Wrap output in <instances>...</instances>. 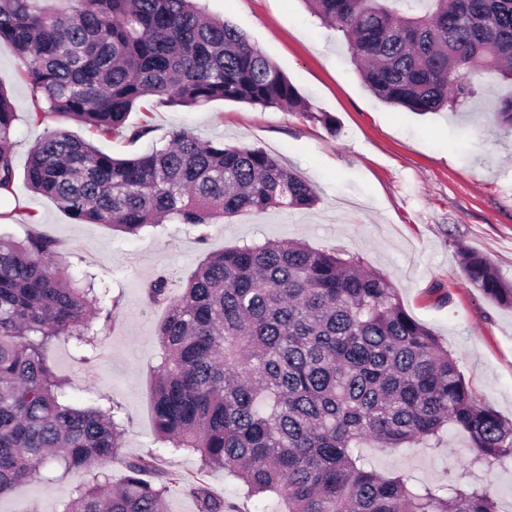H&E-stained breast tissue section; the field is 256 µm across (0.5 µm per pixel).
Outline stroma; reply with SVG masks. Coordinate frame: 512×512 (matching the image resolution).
Segmentation results:
<instances>
[{
  "label": "stroma",
  "mask_w": 512,
  "mask_h": 512,
  "mask_svg": "<svg viewBox=\"0 0 512 512\" xmlns=\"http://www.w3.org/2000/svg\"><path fill=\"white\" fill-rule=\"evenodd\" d=\"M214 17L242 32L281 70L307 105L303 112L218 100L182 107L156 100L133 110L128 124L150 132L132 142L124 133L98 140L116 157L149 152L178 129L203 141L267 150L317 190L309 209L243 211L207 224L203 234L164 223L129 236L108 224H79L52 199L32 193L24 179L35 140L45 125L32 116L30 87L7 45H0V88L15 109L12 138L17 177L0 196V234L22 242L40 231L59 243L77 278L91 274L111 287L116 320L92 362L56 343L47 356L72 383L70 401L118 403L126 420L121 459L155 452L151 390L160 360L155 328L166 313L147 296L158 275L178 295L210 254L243 244L298 240L317 250L340 249L382 271L406 311L435 333L458 359L480 401L512 418V310L488 300L462 272V253L487 258L512 280V138L496 112L512 84L473 76L465 103L424 115L375 97L354 65L342 33L321 23L305 0H202ZM468 442L443 432L436 447L383 452L366 449L372 469L401 474L414 484L465 477ZM87 474L71 470L58 482L35 481L0 496V512H58Z\"/></svg>",
  "instance_id": "stroma-1"
}]
</instances>
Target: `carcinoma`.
I'll list each match as a JSON object with an SVG mask.
<instances>
[{"label": "carcinoma", "instance_id": "1", "mask_svg": "<svg viewBox=\"0 0 512 512\" xmlns=\"http://www.w3.org/2000/svg\"><path fill=\"white\" fill-rule=\"evenodd\" d=\"M0 0V45L14 51L35 117L77 119L107 139L153 99L199 107L214 100L295 112V86L247 36L198 0ZM350 40L373 94L408 112H438L473 94L471 76L512 82V0H306ZM512 136V96L498 107ZM16 112L0 90V195L12 192ZM27 186L79 224L130 235L164 218L199 230L243 210L309 208L315 189L262 148L205 142L183 130L118 159L61 128L33 146ZM59 244L34 233L0 237V496L16 484L83 469L60 512H167L175 491L196 512H228L200 478L144 475L155 457H120L116 403L75 407L68 379L46 356L56 342L96 350L113 311L66 274ZM467 281L512 309V282L468 254ZM167 303L152 403L160 451L198 455L257 502L256 512H499L487 482L416 485L366 468L360 449L436 445L443 430L469 438L467 467L512 460V420L481 403L458 360L400 301L383 273L356 255L300 241L244 244L208 255L182 294L165 277L148 288Z\"/></svg>", "mask_w": 512, "mask_h": 512}]
</instances>
